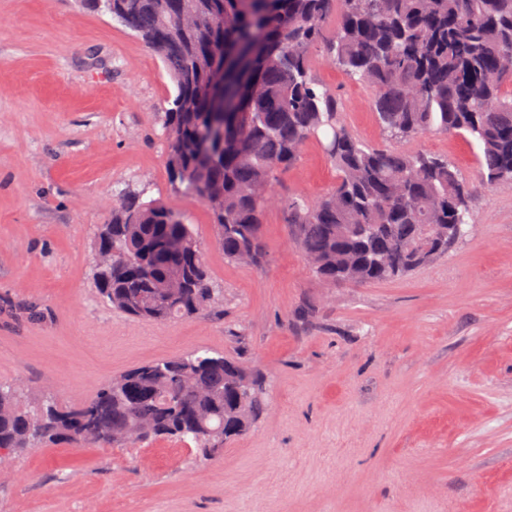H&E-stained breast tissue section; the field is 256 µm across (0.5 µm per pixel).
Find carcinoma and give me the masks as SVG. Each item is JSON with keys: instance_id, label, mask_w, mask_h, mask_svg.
Instances as JSON below:
<instances>
[{"instance_id": "1", "label": "carcinoma", "mask_w": 512, "mask_h": 512, "mask_svg": "<svg viewBox=\"0 0 512 512\" xmlns=\"http://www.w3.org/2000/svg\"><path fill=\"white\" fill-rule=\"evenodd\" d=\"M112 18L164 63L175 93L164 112L170 179L203 203L224 259L263 257L260 235L275 171L324 134L336 184L286 202L288 223L319 280L371 285L424 264L413 250L431 225L440 252L468 224L478 186L512 183V0H112ZM336 19L326 34L330 19ZM321 49L374 93L383 136L471 135L476 180L447 158L368 145L346 126L341 99L313 76ZM146 190L112 208L95 233L93 282L134 320L163 322L212 308L192 225ZM265 404L254 372L219 352L140 365L87 403L0 385V451L123 446L157 437L204 457L245 436Z\"/></svg>"}]
</instances>
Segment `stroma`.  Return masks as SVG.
<instances>
[{"mask_svg": "<svg viewBox=\"0 0 512 512\" xmlns=\"http://www.w3.org/2000/svg\"><path fill=\"white\" fill-rule=\"evenodd\" d=\"M311 64L348 128L384 145L370 89L320 52ZM173 93L161 60L91 0H0V383L77 407L125 371L205 348L260 372L267 405L207 460L175 440L32 449L0 474V512H512V183L475 192L448 253L332 286L280 205L336 181L311 138L274 177L262 265L229 262L207 208L168 175ZM398 147L476 172L468 136ZM142 190L193 225L215 307L144 323L98 296L95 229Z\"/></svg>", "mask_w": 512, "mask_h": 512, "instance_id": "stroma-1", "label": "stroma"}]
</instances>
